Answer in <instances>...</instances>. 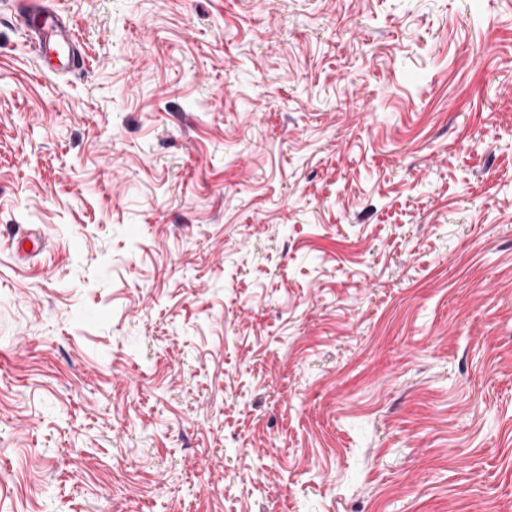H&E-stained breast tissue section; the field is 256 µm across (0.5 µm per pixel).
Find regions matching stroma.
I'll use <instances>...</instances> for the list:
<instances>
[{
	"instance_id": "35a3bbf8",
	"label": "stroma",
	"mask_w": 512,
	"mask_h": 512,
	"mask_svg": "<svg viewBox=\"0 0 512 512\" xmlns=\"http://www.w3.org/2000/svg\"><path fill=\"white\" fill-rule=\"evenodd\" d=\"M42 3L89 66L0 0V512H512V0ZM24 1L29 6L19 20L42 64L41 71L65 76L87 68L88 60L69 21L55 10L44 11L37 0Z\"/></svg>"
}]
</instances>
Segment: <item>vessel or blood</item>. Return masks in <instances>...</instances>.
Here are the masks:
<instances>
[{
    "instance_id": "1",
    "label": "vessel or blood",
    "mask_w": 512,
    "mask_h": 512,
    "mask_svg": "<svg viewBox=\"0 0 512 512\" xmlns=\"http://www.w3.org/2000/svg\"><path fill=\"white\" fill-rule=\"evenodd\" d=\"M20 16L26 35L45 71L64 76L87 68L76 31L59 12L44 11L38 0H26Z\"/></svg>"
}]
</instances>
